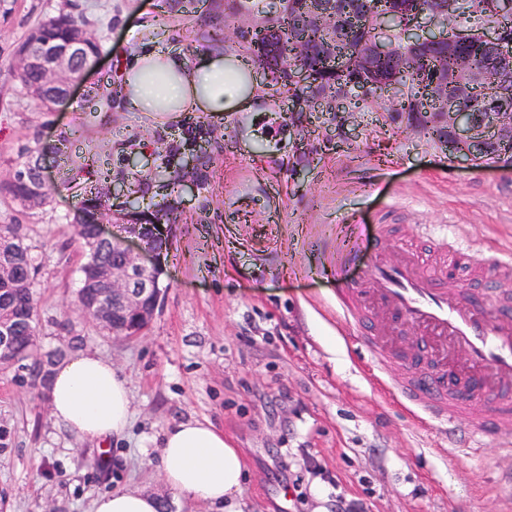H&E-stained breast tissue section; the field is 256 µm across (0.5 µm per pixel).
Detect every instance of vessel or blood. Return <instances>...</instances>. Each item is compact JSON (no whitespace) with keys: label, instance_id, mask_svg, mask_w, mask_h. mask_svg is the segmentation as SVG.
<instances>
[{"label":"vessel or blood","instance_id":"vessel-or-blood-1","mask_svg":"<svg viewBox=\"0 0 512 512\" xmlns=\"http://www.w3.org/2000/svg\"><path fill=\"white\" fill-rule=\"evenodd\" d=\"M358 251L354 236L336 245V276L344 281L340 326L381 364L392 355L383 340L387 332L412 330L464 349L467 377L455 382L440 374L428 377L412 365L402 374L398 393L447 430L457 452L477 459L486 440L512 436V399L504 397L512 390V322L494 317L496 299L477 304L455 286L475 262L461 249L442 247L434 266L408 244L398 259L376 258L359 281L351 282L346 269Z\"/></svg>","mask_w":512,"mask_h":512}]
</instances>
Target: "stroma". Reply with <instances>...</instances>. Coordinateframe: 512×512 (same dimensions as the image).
Wrapping results in <instances>:
<instances>
[{"mask_svg":"<svg viewBox=\"0 0 512 512\" xmlns=\"http://www.w3.org/2000/svg\"><path fill=\"white\" fill-rule=\"evenodd\" d=\"M101 44L68 100L45 112L11 79L14 52L64 2ZM228 0H0V227L21 225L41 268V350L90 349L128 381L132 425L102 452L50 417L46 392L0 370V512H92L101 495L137 487L167 512H211L170 491L155 438L175 421L209 419L240 448L248 477L239 512H327L334 491L366 512H512V453L449 454L441 426L396 386L425 351L404 346L377 365L339 328L340 284L330 263L352 228L359 279L376 253L382 216L407 234L447 235L475 257L512 253V169L461 168L418 132L355 115L337 139L330 113L308 119L313 156L284 112L265 105L221 116L125 112L97 94L122 52L159 46L195 60L202 36L232 26ZM208 157L196 196L165 194L155 175ZM44 153L49 201L21 208L6 190L26 153ZM143 157L149 196L178 207L160 257L161 302L140 335H102L74 309L83 262L73 223L86 165L128 177ZM307 448L311 472L278 478L282 453ZM338 486H331V479Z\"/></svg>","mask_w":512,"mask_h":512,"instance_id":"35a3bbf8","label":"stroma"}]
</instances>
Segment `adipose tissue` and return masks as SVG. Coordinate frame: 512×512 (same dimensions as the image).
I'll use <instances>...</instances> for the list:
<instances>
[{"mask_svg":"<svg viewBox=\"0 0 512 512\" xmlns=\"http://www.w3.org/2000/svg\"><path fill=\"white\" fill-rule=\"evenodd\" d=\"M242 56L209 50L195 61L157 47L123 57L118 72L121 107L129 112L241 111L253 96L252 84L228 83L224 75L243 65ZM54 422L83 439L108 444L126 435L131 400L125 377L111 361L89 350L54 364L49 385ZM160 456L167 486L175 493L223 512H236L244 485L245 464L238 448L225 441L211 421L193 419L169 425ZM159 501L136 488L97 498L93 512H159Z\"/></svg>","mask_w":512,"mask_h":512,"instance_id":"1","label":"adipose tissue"}]
</instances>
